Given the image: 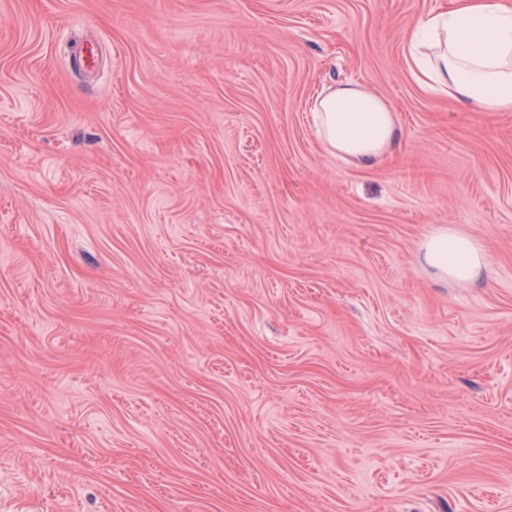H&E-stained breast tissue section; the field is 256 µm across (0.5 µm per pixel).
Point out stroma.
<instances>
[{"label":"stroma","mask_w":512,"mask_h":512,"mask_svg":"<svg viewBox=\"0 0 512 512\" xmlns=\"http://www.w3.org/2000/svg\"><path fill=\"white\" fill-rule=\"evenodd\" d=\"M448 2L0 0V512H512V112L417 82ZM313 112L319 138L345 162L370 167L390 155L396 145L393 107L383 97L355 84L323 91ZM422 249L425 263L446 280L472 283L489 266L490 257L483 244L454 232L432 235Z\"/></svg>","instance_id":"1"}]
</instances>
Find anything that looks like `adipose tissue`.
Masks as SVG:
<instances>
[{"mask_svg":"<svg viewBox=\"0 0 512 512\" xmlns=\"http://www.w3.org/2000/svg\"><path fill=\"white\" fill-rule=\"evenodd\" d=\"M410 54L427 90L486 112H512V8L493 0H451L410 35ZM314 122L325 146L345 162L369 167L398 139L390 103L352 83L320 94ZM425 263L443 279L471 283L488 268L483 244L441 231L422 246Z\"/></svg>","mask_w":512,"mask_h":512,"instance_id":"ef3b65f1","label":"adipose tissue"}]
</instances>
